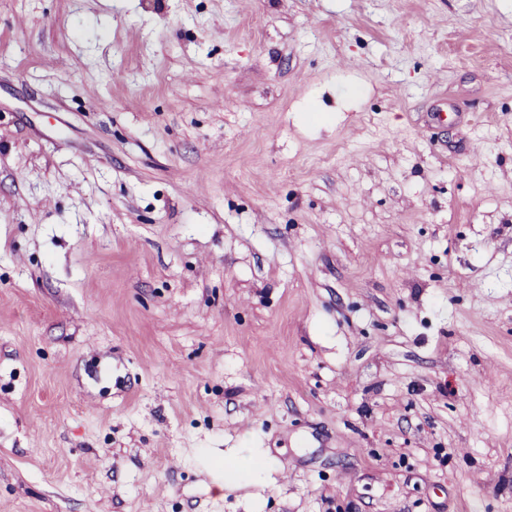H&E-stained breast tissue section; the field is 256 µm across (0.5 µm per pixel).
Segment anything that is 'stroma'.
<instances>
[{"label":"stroma","mask_w":512,"mask_h":512,"mask_svg":"<svg viewBox=\"0 0 512 512\" xmlns=\"http://www.w3.org/2000/svg\"><path fill=\"white\" fill-rule=\"evenodd\" d=\"M0 512H512V0H0ZM273 466V460L260 448L247 456L224 452V482L236 478L241 471L264 472Z\"/></svg>","instance_id":"stroma-1"}]
</instances>
